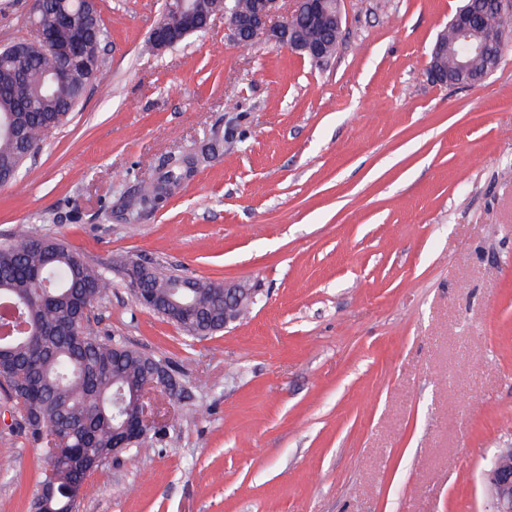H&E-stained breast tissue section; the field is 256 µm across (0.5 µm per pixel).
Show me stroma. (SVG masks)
Masks as SVG:
<instances>
[{
  "mask_svg": "<svg viewBox=\"0 0 512 512\" xmlns=\"http://www.w3.org/2000/svg\"><path fill=\"white\" fill-rule=\"evenodd\" d=\"M32 0H0V47ZM102 75L0 187V244L63 238L108 269L88 329L167 364L163 441L109 459L79 512H488L512 443V49L473 85L427 75L460 0H342L315 62L223 14L144 44L164 0H96ZM224 150L164 211L109 206L212 130ZM123 255L257 288L246 319L189 337L138 304ZM0 390V512H30L41 451ZM491 512H512V444L498 448L483 472Z\"/></svg>",
  "mask_w": 512,
  "mask_h": 512,
  "instance_id": "1",
  "label": "stroma"
}]
</instances>
